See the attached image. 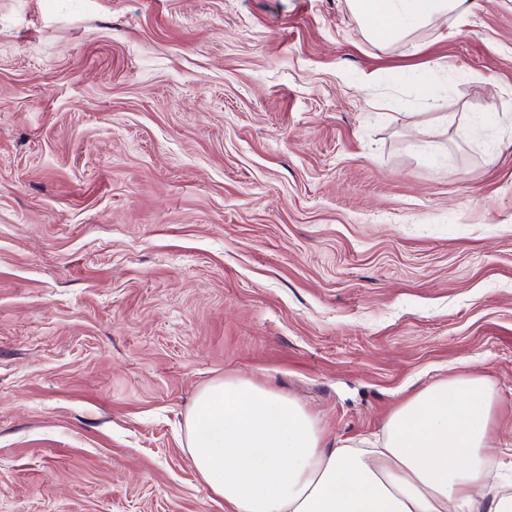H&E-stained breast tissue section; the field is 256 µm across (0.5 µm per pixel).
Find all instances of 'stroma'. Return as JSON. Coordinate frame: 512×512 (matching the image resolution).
I'll list each match as a JSON object with an SVG mask.
<instances>
[{
    "label": "stroma",
    "mask_w": 512,
    "mask_h": 512,
    "mask_svg": "<svg viewBox=\"0 0 512 512\" xmlns=\"http://www.w3.org/2000/svg\"><path fill=\"white\" fill-rule=\"evenodd\" d=\"M413 40L346 0H0V512H224L184 420L226 376L333 443L482 375L512 467V0Z\"/></svg>",
    "instance_id": "obj_1"
}]
</instances>
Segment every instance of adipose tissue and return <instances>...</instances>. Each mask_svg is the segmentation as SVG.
<instances>
[{
	"label": "adipose tissue",
	"mask_w": 512,
	"mask_h": 512,
	"mask_svg": "<svg viewBox=\"0 0 512 512\" xmlns=\"http://www.w3.org/2000/svg\"><path fill=\"white\" fill-rule=\"evenodd\" d=\"M383 46L464 20L471 0H346ZM498 396L472 374L399 402L371 447L328 445L296 398L242 377L200 389L185 421L193 466L227 512H512L490 493Z\"/></svg>",
	"instance_id": "obj_1"
}]
</instances>
